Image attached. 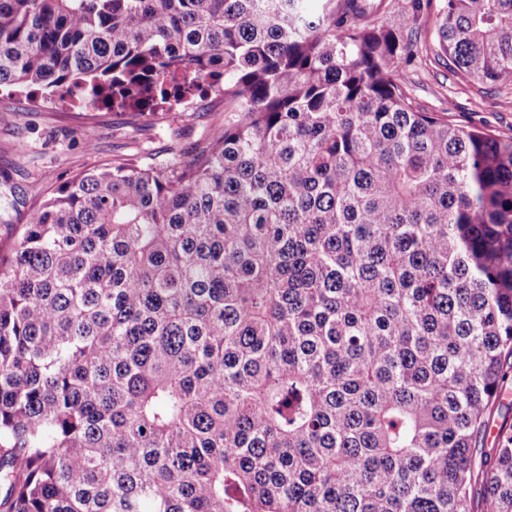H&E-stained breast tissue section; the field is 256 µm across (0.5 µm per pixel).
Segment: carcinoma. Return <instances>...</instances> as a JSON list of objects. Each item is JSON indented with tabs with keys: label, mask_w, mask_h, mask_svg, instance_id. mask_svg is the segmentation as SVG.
I'll return each mask as SVG.
<instances>
[{
	"label": "carcinoma",
	"mask_w": 512,
	"mask_h": 512,
	"mask_svg": "<svg viewBox=\"0 0 512 512\" xmlns=\"http://www.w3.org/2000/svg\"><path fill=\"white\" fill-rule=\"evenodd\" d=\"M318 2L0 0V89L224 98L0 250V512H512V135L399 77L512 86V0ZM512 359L507 362L504 370L506 379L502 385V396L494 406L489 421V429L479 448H494L495 435L501 425L512 426Z\"/></svg>",
	"instance_id": "carcinoma-1"
}]
</instances>
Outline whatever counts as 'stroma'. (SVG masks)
Wrapping results in <instances>:
<instances>
[{"mask_svg": "<svg viewBox=\"0 0 512 512\" xmlns=\"http://www.w3.org/2000/svg\"><path fill=\"white\" fill-rule=\"evenodd\" d=\"M420 60L401 77L418 107L447 112L456 123L512 135V87L467 83L438 63L420 30ZM224 115L220 98L193 101L190 108H164L153 122L131 125L125 114L79 102L49 107L26 94L0 90V245L14 235L28 208L60 182L125 156L147 153L171 158L203 140ZM91 131L96 147L87 150L82 134Z\"/></svg>", "mask_w": 512, "mask_h": 512, "instance_id": "1", "label": "stroma"}]
</instances>
